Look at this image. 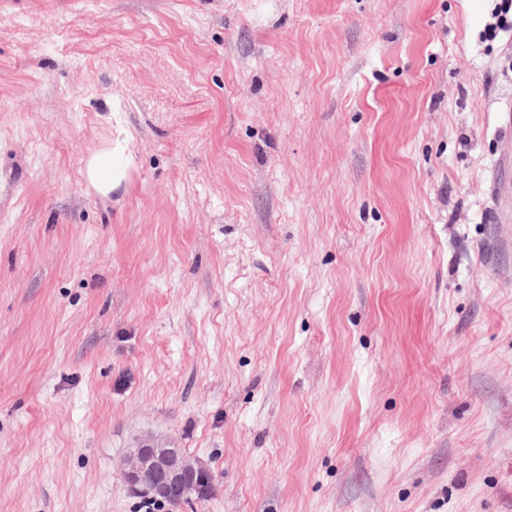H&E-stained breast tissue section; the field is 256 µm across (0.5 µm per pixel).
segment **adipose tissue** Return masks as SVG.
Segmentation results:
<instances>
[{"mask_svg":"<svg viewBox=\"0 0 512 512\" xmlns=\"http://www.w3.org/2000/svg\"><path fill=\"white\" fill-rule=\"evenodd\" d=\"M133 165L129 137L118 136L88 156L84 177L99 195L105 197L127 179Z\"/></svg>","mask_w":512,"mask_h":512,"instance_id":"ef3b65f1","label":"adipose tissue"}]
</instances>
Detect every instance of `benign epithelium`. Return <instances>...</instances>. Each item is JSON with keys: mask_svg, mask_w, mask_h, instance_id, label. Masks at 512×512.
<instances>
[{"mask_svg": "<svg viewBox=\"0 0 512 512\" xmlns=\"http://www.w3.org/2000/svg\"><path fill=\"white\" fill-rule=\"evenodd\" d=\"M200 468L201 463L185 455L182 449L145 440L124 458L122 475L135 494L177 505L190 490Z\"/></svg>", "mask_w": 512, "mask_h": 512, "instance_id": "obj_1", "label": "benign epithelium"}]
</instances>
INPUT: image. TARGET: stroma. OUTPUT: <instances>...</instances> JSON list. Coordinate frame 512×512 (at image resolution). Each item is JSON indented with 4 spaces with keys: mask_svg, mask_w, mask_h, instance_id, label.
I'll list each match as a JSON object with an SVG mask.
<instances>
[{
    "mask_svg": "<svg viewBox=\"0 0 512 512\" xmlns=\"http://www.w3.org/2000/svg\"><path fill=\"white\" fill-rule=\"evenodd\" d=\"M495 4L0 0V512H512ZM117 135L108 144L92 152L85 164L84 177L88 184L101 196H108L128 177L134 166V156L130 149V138L124 130L118 129ZM201 463L180 448L158 445L150 440L131 448L123 460L122 475L137 495L170 504H179L191 488Z\"/></svg>",
    "mask_w": 512,
    "mask_h": 512,
    "instance_id": "35a3bbf8",
    "label": "stroma"
}]
</instances>
